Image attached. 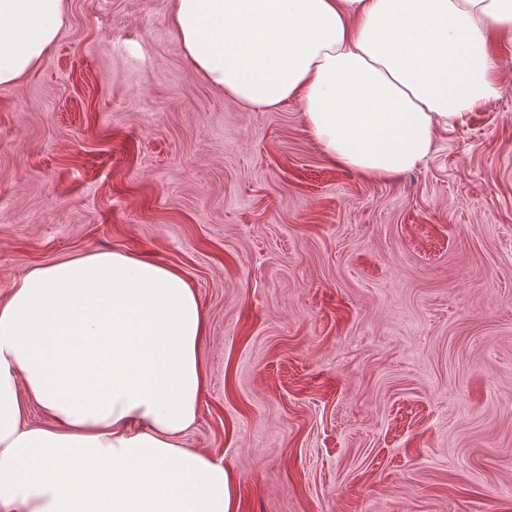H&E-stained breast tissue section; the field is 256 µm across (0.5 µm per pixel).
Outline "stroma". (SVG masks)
<instances>
[{"instance_id":"35a3bbf8","label":"stroma","mask_w":512,"mask_h":512,"mask_svg":"<svg viewBox=\"0 0 512 512\" xmlns=\"http://www.w3.org/2000/svg\"><path fill=\"white\" fill-rule=\"evenodd\" d=\"M0 86V299L40 265L176 267L207 334L183 445L239 512H512V45L503 92L414 171L331 163L296 101L211 87L173 0H64Z\"/></svg>"}]
</instances>
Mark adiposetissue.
Returning <instances> with one entry per match:
<instances>
[{
  "label": "adipose tissue",
  "instance_id": "1",
  "mask_svg": "<svg viewBox=\"0 0 512 512\" xmlns=\"http://www.w3.org/2000/svg\"><path fill=\"white\" fill-rule=\"evenodd\" d=\"M64 0H0V86L55 43ZM195 69L239 106H304L334 164L388 179L502 93L512 0H175ZM206 320L174 268L116 251L37 266L0 301V512H238L233 472L183 447ZM51 422L28 426L30 406Z\"/></svg>",
  "mask_w": 512,
  "mask_h": 512
}]
</instances>
